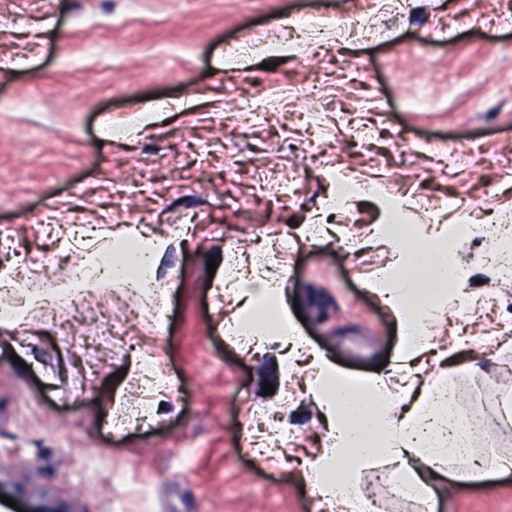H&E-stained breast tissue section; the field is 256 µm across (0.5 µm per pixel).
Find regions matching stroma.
<instances>
[{"mask_svg":"<svg viewBox=\"0 0 512 512\" xmlns=\"http://www.w3.org/2000/svg\"><path fill=\"white\" fill-rule=\"evenodd\" d=\"M355 11L373 17L356 39L300 43L290 29L298 16L337 26ZM246 36L266 50L227 69L226 46ZM356 60L369 79H356ZM149 106L133 138H105ZM509 169L512 0H404L398 11L379 0H0V227L14 255L37 272L52 248L43 211L59 227L78 220L109 236L133 212L144 235L169 242L156 270L166 336L148 335L144 316L130 321L128 342L61 344L59 330L98 325L104 306L125 318L134 301L118 284L92 290L81 321L47 303L26 308V334L0 330V493L30 512H308L314 493L295 459L327 440L306 390L311 370L302 359L280 379L279 343L226 339L238 314L224 290L226 243L244 273L283 283L311 344L346 372L379 367L396 388L388 361L400 332L369 288L393 256L373 236L382 213L351 197L354 239L341 238L345 216L323 206L332 175L384 183L403 223L431 235L512 210ZM326 223V236L306 238L305 225ZM285 231L293 251L260 262ZM484 253L455 240L461 294L477 313L440 310L432 333L448 355L419 360L420 383L448 379L467 418L512 390V281ZM145 350L171 391L147 394ZM144 397L148 416L126 422L127 403ZM262 410L291 431L271 459L243 446ZM433 512H512V472L438 491Z\"/></svg>","mask_w":512,"mask_h":512,"instance_id":"35a3bbf8","label":"stroma"}]
</instances>
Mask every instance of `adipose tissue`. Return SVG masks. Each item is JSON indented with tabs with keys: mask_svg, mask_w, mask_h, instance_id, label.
Returning a JSON list of instances; mask_svg holds the SVG:
<instances>
[{
	"mask_svg": "<svg viewBox=\"0 0 512 512\" xmlns=\"http://www.w3.org/2000/svg\"><path fill=\"white\" fill-rule=\"evenodd\" d=\"M376 236L395 253L390 267L377 276L373 290L385 296L400 329L395 359L398 369L411 370L416 356L434 345L431 310L448 301L449 287L461 273L449 258L447 231L417 239L405 236L398 210L386 206ZM240 303L235 332L262 341L274 340L294 349L306 348L314 369L308 392L324 420L330 444L307 462L312 488L330 512H352L363 491L362 473L385 465L412 498L434 495L448 485V460L479 469L481 475L512 470L511 456L476 457L478 431L458 421L453 389L437 392L421 387L406 397L403 410L388 402L380 376H352L336 367L319 349L307 347L288 313L282 286L253 277L231 281Z\"/></svg>",
	"mask_w": 512,
	"mask_h": 512,
	"instance_id": "ef3b65f1",
	"label": "adipose tissue"
}]
</instances>
